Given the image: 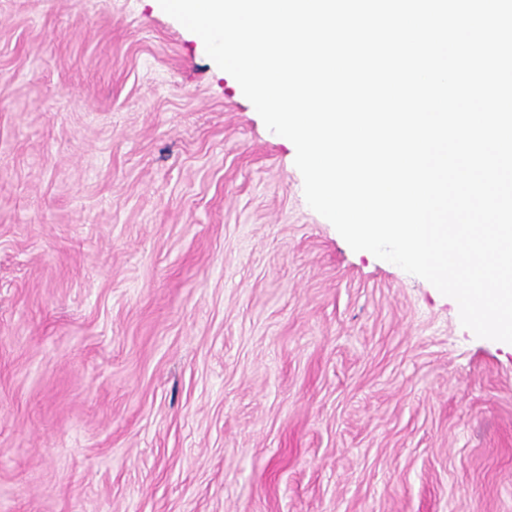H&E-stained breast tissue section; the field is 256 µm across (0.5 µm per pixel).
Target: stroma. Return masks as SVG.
<instances>
[{
  "instance_id": "1",
  "label": "stroma",
  "mask_w": 512,
  "mask_h": 512,
  "mask_svg": "<svg viewBox=\"0 0 512 512\" xmlns=\"http://www.w3.org/2000/svg\"><path fill=\"white\" fill-rule=\"evenodd\" d=\"M295 155L157 0H0V512H512V349Z\"/></svg>"
}]
</instances>
